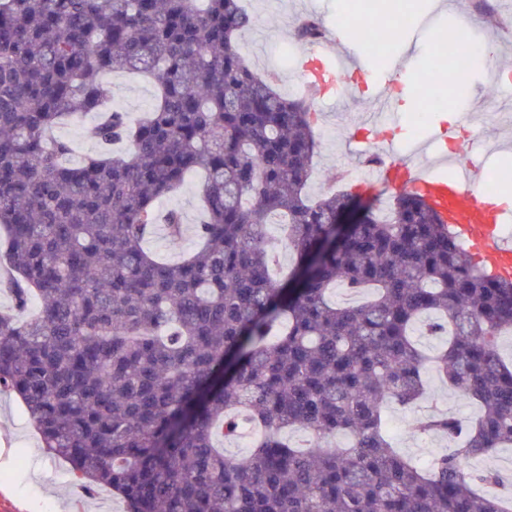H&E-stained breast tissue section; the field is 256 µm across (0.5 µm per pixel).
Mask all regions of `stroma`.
Here are the masks:
<instances>
[{
  "mask_svg": "<svg viewBox=\"0 0 512 512\" xmlns=\"http://www.w3.org/2000/svg\"><path fill=\"white\" fill-rule=\"evenodd\" d=\"M433 2L422 0L415 23L405 28L403 47H390L391 34L384 30L377 43L367 44V54L375 60L406 58L410 76L415 79L431 49L434 33L441 28L452 33L463 30L470 39L494 44L499 79L489 80L485 71L474 69L455 83L457 110L449 121L458 123L462 114L471 111L483 113L484 121L472 129L474 157L488 175L502 166L512 167V156L502 153L503 148L512 149V124L501 120L502 115L512 114V91L506 88L512 82V15L502 12L501 0H452L451 6L442 10L435 8ZM244 4L255 24L239 38L243 56L254 71L274 76L282 93L301 91L299 60L310 46L297 40L295 27L308 15L320 18L325 27H332L339 0H244ZM102 80L110 90L113 105L125 110L130 120H137L155 103L156 89L143 76L107 73ZM371 104L370 96L349 95L327 105H315V132L320 147L308 182L311 197L320 196L335 184L337 171L360 165V156L350 151L349 139L356 134V123ZM99 119V113L92 112L55 129V136L71 145L66 164H79L87 155L99 151V144L88 134ZM200 193L199 179L191 178L179 192L158 201L159 212L176 209L182 213L186 230L179 240L162 232L153 234L147 239L146 248L171 261L193 248L196 226L202 219ZM426 387V397L418 408L404 410L391 405L387 412L398 451L409 457L431 459L447 453L450 443L441 435L419 433L417 421L432 412L465 420L476 416L479 407L456 393L435 369H427ZM118 506L117 499L105 490L92 499L77 496L67 464L45 451L20 401L0 394V512H114Z\"/></svg>",
  "mask_w": 512,
  "mask_h": 512,
  "instance_id": "1",
  "label": "stroma"
}]
</instances>
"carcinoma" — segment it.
<instances>
[{
    "label": "carcinoma",
    "instance_id": "1",
    "mask_svg": "<svg viewBox=\"0 0 512 512\" xmlns=\"http://www.w3.org/2000/svg\"><path fill=\"white\" fill-rule=\"evenodd\" d=\"M253 22L241 0H0V393L85 495L107 488L124 512H505L499 471L469 463L512 444L497 345L512 281L480 271L418 194L311 198L314 112L240 55ZM106 71L148 74L157 102L92 129L127 155L64 165L52 132L107 105ZM198 172L200 243L161 263L145 248L156 202ZM164 224L182 236L179 211ZM338 285L374 296L334 304ZM418 323L449 336L437 370L483 409L419 420L458 439L426 463L396 451L386 411L424 392ZM246 427V456L215 445Z\"/></svg>",
    "mask_w": 512,
    "mask_h": 512
}]
</instances>
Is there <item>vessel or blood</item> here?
I'll return each instance as SVG.
<instances>
[{
    "instance_id": "1",
    "label": "vessel or blood",
    "mask_w": 512,
    "mask_h": 512,
    "mask_svg": "<svg viewBox=\"0 0 512 512\" xmlns=\"http://www.w3.org/2000/svg\"><path fill=\"white\" fill-rule=\"evenodd\" d=\"M333 52V47L325 44L301 58L299 68L305 87L326 104L347 93L350 76L370 77L375 91L374 107L366 123L386 127L394 112L402 108L401 94L392 92L383 69L371 68L350 53L334 58ZM451 160L458 165L457 175L437 177L436 168ZM377 176L389 190L421 194L468 244L480 269L512 279V238L499 231L505 213L489 203L484 174L467 160L464 134L459 126L448 124L433 129L413 146L409 156H387L378 167Z\"/></svg>"
}]
</instances>
